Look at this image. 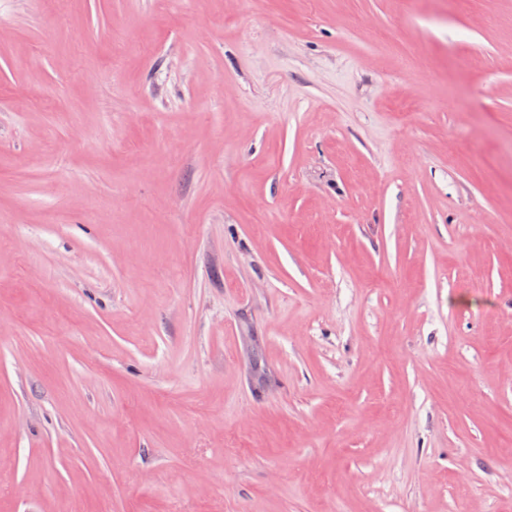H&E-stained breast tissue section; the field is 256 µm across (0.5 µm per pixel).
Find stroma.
I'll return each instance as SVG.
<instances>
[{
  "mask_svg": "<svg viewBox=\"0 0 512 512\" xmlns=\"http://www.w3.org/2000/svg\"><path fill=\"white\" fill-rule=\"evenodd\" d=\"M0 512H512V0H0Z\"/></svg>",
  "mask_w": 512,
  "mask_h": 512,
  "instance_id": "35a3bbf8",
  "label": "stroma"
}]
</instances>
